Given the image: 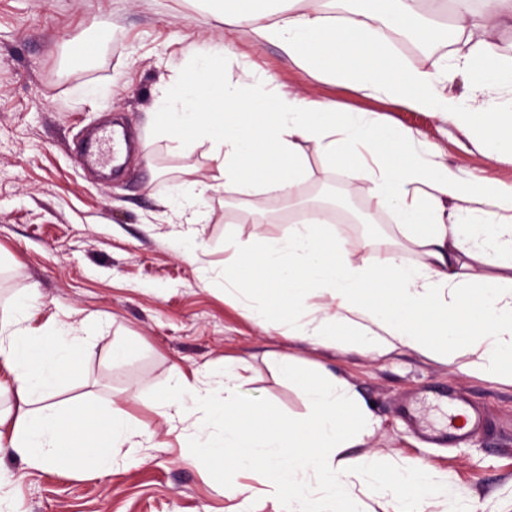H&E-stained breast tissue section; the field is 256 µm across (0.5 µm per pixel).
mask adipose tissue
Wrapping results in <instances>:
<instances>
[{"label":"adipose tissue","instance_id":"obj_1","mask_svg":"<svg viewBox=\"0 0 512 512\" xmlns=\"http://www.w3.org/2000/svg\"><path fill=\"white\" fill-rule=\"evenodd\" d=\"M218 18L254 41L271 43L306 74L345 83L365 96L399 98L414 109L448 115L512 155V65L495 53L496 32L512 21V0H391L388 15L368 23L339 18L325 0H207ZM412 31L424 44L454 36L462 43L451 66L414 68L393 50L390 34ZM225 59H188L182 74L161 84L151 115L158 130L206 146L218 177L194 185L197 196L219 190L266 188L292 198L307 171L300 151L313 143L343 158L352 179L368 182L377 206L391 208L405 244L421 264H407L391 248L377 259L347 260L319 215L267 238L246 265L225 264V286L242 295L257 324L323 347L385 353L409 347L445 359L460 371L512 383V188L494 189L432 159L413 131L392 134L373 112H341L335 103L277 92L272 77L246 73L224 81ZM468 94L445 93L457 77ZM457 207H447V200ZM326 293L324 306L307 305L303 289ZM31 295L0 320V365L9 374L0 390L17 405L0 410V447L26 469L67 468L103 473L117 464L116 449L147 448L152 433L119 405L91 399L51 403L52 383L68 373L89 339L85 324L49 318L29 321ZM296 379L308 406L305 418L284 417L247 389L235 361L211 384L175 376L154 401L170 427L182 428L189 457L221 451L214 477L237 512H252L241 474L272 486L273 512H365L362 494L386 512H480L468 488L423 461L396 465L353 455L373 422L366 401L343 378L302 374L296 360H277Z\"/></svg>","mask_w":512,"mask_h":512}]
</instances>
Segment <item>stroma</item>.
<instances>
[{"mask_svg":"<svg viewBox=\"0 0 512 512\" xmlns=\"http://www.w3.org/2000/svg\"><path fill=\"white\" fill-rule=\"evenodd\" d=\"M90 61L72 65V51ZM224 50V80L243 68L272 76L283 90L335 102L342 112H374L393 129L407 128L448 167L493 186H512V156L480 140L446 115L421 112L401 100L365 97L314 78L288 63L270 43H258L204 12L197 0H0V318L16 296L32 291L39 319L87 322L91 339L74 369L53 388L54 402L88 397L125 410L154 433L133 464L108 473L25 470L10 451L12 512H226L231 502L209 471L221 455L187 459L177 432L152 398L173 369L195 379L221 371L228 356L243 359L256 394L284 416L306 406L294 383L274 368L276 355L319 364L345 379L378 423L359 451L396 461L420 459L475 490L487 512H512V385L456 371L410 348L379 356L345 353L291 339L257 325L224 292V237L275 238L288 227L269 216L273 192L191 193L214 174L205 147H174L148 113L161 82L187 57ZM98 92L93 102L79 89ZM122 125L136 140L121 174L104 180L83 170L74 150L86 129ZM307 175L296 192L343 182L345 169L303 144ZM201 213L171 235L186 206ZM376 234L358 224L329 231L347 257L377 255L362 240H400L394 217L379 209ZM124 346L122 361L113 346ZM465 400L485 423L465 440L440 444L415 426L404 408L420 410L430 426L443 423L437 395Z\"/></svg>","mask_w":512,"mask_h":512,"instance_id":"stroma-1","label":"stroma"}]
</instances>
